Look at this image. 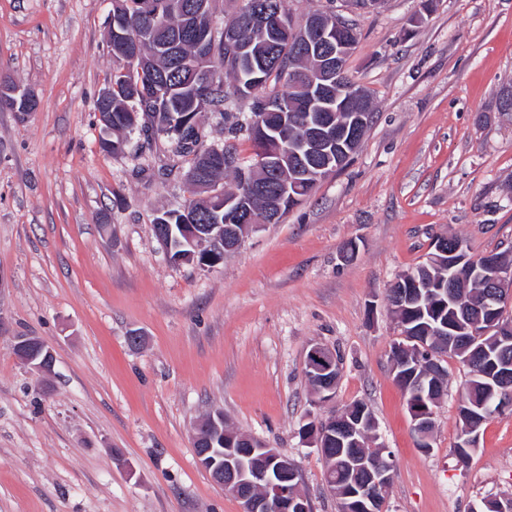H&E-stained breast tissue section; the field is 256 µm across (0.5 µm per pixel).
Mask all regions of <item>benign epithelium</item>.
<instances>
[{
  "label": "benign epithelium",
  "mask_w": 512,
  "mask_h": 512,
  "mask_svg": "<svg viewBox=\"0 0 512 512\" xmlns=\"http://www.w3.org/2000/svg\"><path fill=\"white\" fill-rule=\"evenodd\" d=\"M311 35H319L329 45L326 55L327 63L323 68L308 74L304 84L307 92L308 107L317 108L323 103L321 92L325 82H336V106L338 111L350 113V120L343 128L329 124L322 130H315L304 138L302 145L308 148V153L319 159L314 166L313 177L321 180L331 171L344 164L359 146L358 129L366 123L367 97L365 91L357 84H345L334 79L340 72L342 60L345 57L347 35L345 17L336 14V20L323 24L314 18L307 24ZM11 98L7 102L13 104L14 111L22 116L32 113L30 106L35 101L31 93L18 88L9 90ZM284 158L264 149L258 150L257 165L243 168L239 166L236 157L227 153L224 165L237 170L241 186L248 192L261 190L257 182V172L284 166ZM217 200L224 202L229 208V214L222 224H184L182 225L185 239L175 244L172 242L171 229L164 224V217L156 219L155 232L157 239L165 249L170 260L174 262L192 261L200 268H211L223 261L224 255L237 250L245 237L255 228L251 224L250 215L243 214V208L237 203V197H226L224 191L213 193ZM434 251L450 257L448 261L449 279L459 278L457 267L468 259V252L463 241L458 240L452 249H446V237L440 236L433 243ZM474 273L481 278L487 287L493 289L490 301L482 303L487 314L485 320L479 321L482 329L481 337L494 336L498 345L507 348L512 346V320L501 314L502 304L512 303V267L486 257ZM397 283L402 286L398 298V307L424 298L432 285L428 280L418 276L413 271H407L399 276ZM420 340L400 333V344L389 352L392 372L402 369L395 360V355H411L421 350ZM14 350L24 361L42 373H49L54 366L52 350L44 341L35 336H17L14 340ZM441 357L428 356L424 363L421 378L431 380L430 390L432 401L438 400L445 393L441 386V378L445 373L440 364ZM342 362L336 353L321 345L310 348L305 360V376L315 384V393L323 401L334 397L336 384L341 376ZM413 426L418 435L421 448L432 447V429L435 411L408 406ZM485 413L484 406L468 407L463 412L464 426L457 435L454 445L461 448L478 447V426L483 422L481 414ZM224 416L218 414L208 418V424H198L192 436L193 446H198L204 440H209L216 432H221ZM363 419L349 421L338 414L326 420H319L313 426L303 429L307 443L319 451L336 444L340 447L357 442V435L362 433L360 425ZM198 464L218 483L224 491L235 497L241 512H308L309 502L299 493L298 470L293 460L275 448L269 447L260 439L240 432H224L223 447L201 448L196 454ZM392 463L386 465L372 464L366 467V476L353 489L336 488V479L331 475V467H326L325 481L338 504H343L348 498L360 500L364 512H377L380 494L386 491L391 482Z\"/></svg>",
  "instance_id": "obj_1"
}]
</instances>
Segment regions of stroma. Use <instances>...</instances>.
Wrapping results in <instances>:
<instances>
[{"instance_id":"stroma-1","label":"stroma","mask_w":512,"mask_h":512,"mask_svg":"<svg viewBox=\"0 0 512 512\" xmlns=\"http://www.w3.org/2000/svg\"><path fill=\"white\" fill-rule=\"evenodd\" d=\"M341 10L358 32L346 71L373 102L359 148L202 269L153 233L186 195L187 162L139 132L124 152L100 148L112 0H0V80L38 100L25 118L0 111V512H240L193 450V425L215 412L294 460L312 512H337L300 428L357 401L395 456L386 512L512 495V416L484 424L468 461L455 453L457 359L419 448L385 306L436 236L476 257L512 247V119L496 110L512 84V0ZM17 336L51 347V373L20 359ZM316 344L343 363L327 402L304 375Z\"/></svg>"}]
</instances>
